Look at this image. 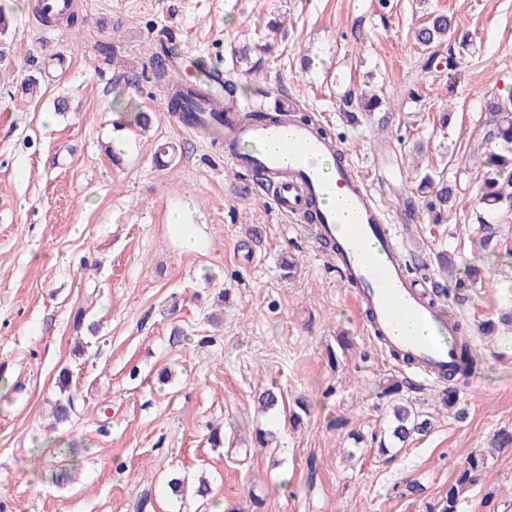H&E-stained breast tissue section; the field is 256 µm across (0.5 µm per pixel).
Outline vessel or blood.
Segmentation results:
<instances>
[{
	"label": "vessel or blood",
	"mask_w": 512,
	"mask_h": 512,
	"mask_svg": "<svg viewBox=\"0 0 512 512\" xmlns=\"http://www.w3.org/2000/svg\"><path fill=\"white\" fill-rule=\"evenodd\" d=\"M224 149L236 169L259 171L270 179L280 216L306 214L311 202H319L313 233L336 245L344 283L367 313L368 334L389 353L409 355L416 375L443 381L455 345L441 312L425 302L409 276L386 205L367 178L340 159L335 142L291 113L259 121L245 105L224 125Z\"/></svg>",
	"instance_id": "1"
}]
</instances>
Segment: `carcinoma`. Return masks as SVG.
<instances>
[{
    "mask_svg": "<svg viewBox=\"0 0 512 512\" xmlns=\"http://www.w3.org/2000/svg\"><path fill=\"white\" fill-rule=\"evenodd\" d=\"M451 21L446 14H437L416 32V40L424 47H430L448 35ZM211 73L206 66H200L198 77L192 83L181 84L169 95L168 112L180 122L189 126H199L204 131L224 138V117L207 113L205 108V85ZM485 109L489 114L490 148L484 161L485 172L481 192V203L492 210L503 207L512 208V94L503 97L494 92L487 95ZM422 187L432 189L433 199L428 203L432 221L440 224L447 218L448 210L453 207L455 193L444 182H435L430 175L422 179ZM449 332L458 344L456 360L448 372V389L442 393L441 401L453 408L456 406L458 386L477 370L479 355L466 336L459 335L462 326L458 322L448 323ZM61 397L52 406L55 424L63 425L75 414L74 397L70 394L69 378L62 377ZM382 395L391 401L390 415L386 427L380 430L379 448L388 452V448H402L415 436L425 435L432 428L429 416L416 408L414 401L404 393L401 381H390L382 389ZM281 393L270 386L258 396L263 409L270 411L278 408ZM488 467L487 455L483 452L469 456L458 471L455 480L448 484L445 496L437 506L438 512H458L463 494L478 483Z\"/></svg>",
    "mask_w": 512,
    "mask_h": 512,
    "instance_id": "carcinoma-1",
    "label": "carcinoma"
}]
</instances>
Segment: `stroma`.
<instances>
[{
	"instance_id": "stroma-1",
	"label": "stroma",
	"mask_w": 512,
	"mask_h": 512,
	"mask_svg": "<svg viewBox=\"0 0 512 512\" xmlns=\"http://www.w3.org/2000/svg\"><path fill=\"white\" fill-rule=\"evenodd\" d=\"M0 36V505L7 512H209L165 493L171 473L207 474L213 500L245 512H430L471 452L512 432V211L478 202L486 92L512 89V0H75V25L45 24L36 0H6ZM437 13L432 48L416 30ZM194 67H219L238 98L284 104L330 131L402 224L405 254L438 281L437 304L482 354L443 408L441 383L416 382L383 352L336 263L291 226L222 141L169 116L151 57L160 34ZM263 60L255 78L239 46ZM382 100L359 104L364 91ZM66 111H57L58 100ZM154 121L141 130L134 111ZM173 145L168 166L155 155ZM436 172L456 192L434 224L420 189ZM198 241L182 250L171 213ZM497 225L493 254L479 222ZM447 253L441 267L437 253ZM472 287L457 289L469 269ZM84 311L97 335L76 329ZM187 332L172 344L173 326ZM350 347L339 350L338 337ZM68 369L69 423L48 416ZM409 381L434 426L380 456L379 385ZM276 385L283 403L260 412ZM309 404L300 427L288 412ZM224 444L211 446L210 425ZM273 448L255 445L257 430ZM421 495H410L407 483ZM459 512H512V446L494 451ZM451 21L446 14H437L416 32V40L424 47H430L448 35Z\"/></svg>"
}]
</instances>
